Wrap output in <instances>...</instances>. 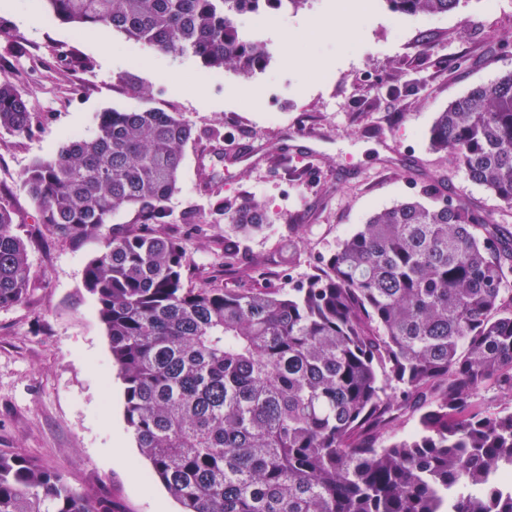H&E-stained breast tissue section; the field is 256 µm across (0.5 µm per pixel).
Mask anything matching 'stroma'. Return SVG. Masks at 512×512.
<instances>
[{
    "instance_id": "obj_1",
    "label": "stroma",
    "mask_w": 512,
    "mask_h": 512,
    "mask_svg": "<svg viewBox=\"0 0 512 512\" xmlns=\"http://www.w3.org/2000/svg\"><path fill=\"white\" fill-rule=\"evenodd\" d=\"M235 23L266 45L264 69L245 76L159 53L145 65L142 45L112 30H77L41 0L0 9V75L38 114L32 134L0 133V189L11 195L31 267L26 300L0 309V449L107 493L121 512L180 506L145 482L106 328L84 285L104 239L43 235L20 186L35 160L73 135L94 136L99 113L158 108L192 125L164 230L182 242L190 268H207L217 285L296 287L372 214L424 200L431 183L512 232V214L427 137L452 100L512 71V0H461L431 16L393 13L386 0H307L258 25L249 15ZM353 24L355 40L337 37ZM75 58L91 68L72 66ZM206 166L216 181L209 192L199 181ZM220 197L259 202L269 223L245 236L212 222ZM228 239L241 241L252 270L224 267Z\"/></svg>"
}]
</instances>
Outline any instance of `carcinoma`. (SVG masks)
<instances>
[{
	"label": "carcinoma",
	"mask_w": 512,
	"mask_h": 512,
	"mask_svg": "<svg viewBox=\"0 0 512 512\" xmlns=\"http://www.w3.org/2000/svg\"><path fill=\"white\" fill-rule=\"evenodd\" d=\"M81 30L250 75L266 45L234 17L308 0H43ZM404 15L460 0H386ZM36 113L0 79V132ZM192 127L160 109L106 111L21 176L46 233L102 235L84 284L98 303L136 448L182 512H512V234L426 191L372 215L296 288L186 286L170 223ZM429 141L512 212V72L452 101ZM123 206L141 223L106 231ZM216 213L259 229L258 203ZM0 192V309L29 290L27 248ZM224 241V266L243 263ZM417 424L404 436L407 418ZM0 512H120L35 459L0 451Z\"/></svg>",
	"instance_id": "carcinoma-1"
}]
</instances>
